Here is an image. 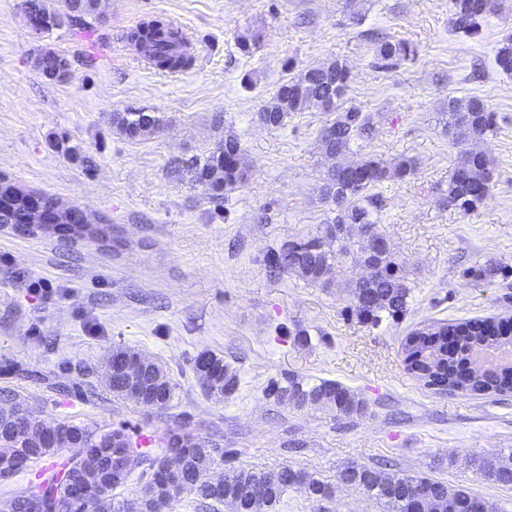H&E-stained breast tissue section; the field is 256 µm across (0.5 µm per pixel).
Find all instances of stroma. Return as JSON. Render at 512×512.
I'll return each instance as SVG.
<instances>
[{
  "label": "stroma",
  "mask_w": 512,
  "mask_h": 512,
  "mask_svg": "<svg viewBox=\"0 0 512 512\" xmlns=\"http://www.w3.org/2000/svg\"><path fill=\"white\" fill-rule=\"evenodd\" d=\"M450 0H100L101 21L44 34L28 28L25 0H0V178L81 208L110 238L73 248L56 237H20L0 227V397L48 420L124 427L157 444L179 428L222 435L233 451L221 472L285 465L333 481L341 467H380L469 486L489 512H512V486L487 481L471 457L512 449V394L425 386L404 361L413 330L437 322L512 317V76L494 63L512 34V0H500L479 38L456 35ZM161 18L183 29L191 68L154 69L124 38ZM257 35L246 55L239 36ZM404 39L414 60L375 66L374 36ZM65 57V80L44 77L37 51ZM343 61L345 103L371 117V131L345 159L414 161L412 176L379 189L378 229L411 289L401 319L376 327L351 312L349 284L368 270L352 258L325 285L296 272L272 275L267 258L288 241L317 234L329 165L320 143L330 112L311 107L280 127L257 110L285 80ZM485 100L495 135L459 144L443 129L449 97ZM129 108L156 112L159 131L127 138L112 122ZM236 137L248 180L221 200L191 178L190 165L224 136ZM494 163L483 203L464 215L443 194L461 149ZM495 266L489 281L473 269ZM47 283L27 288L29 279ZM305 330L307 342L292 337ZM124 346L166 366L176 385L165 410L127 401H90L87 367ZM222 356L238 376L217 401L202 391L192 361ZM37 371L67 382L60 394L29 379ZM288 374L333 379L367 403L363 416L318 406L276 404L265 390ZM104 388V374L91 379ZM277 512H380L358 489L332 499L289 492Z\"/></svg>",
  "instance_id": "stroma-1"
}]
</instances>
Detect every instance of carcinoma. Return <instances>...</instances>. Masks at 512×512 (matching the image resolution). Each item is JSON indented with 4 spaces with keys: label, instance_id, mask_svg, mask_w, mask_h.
<instances>
[{
    "label": "carcinoma",
    "instance_id": "carcinoma-1",
    "mask_svg": "<svg viewBox=\"0 0 512 512\" xmlns=\"http://www.w3.org/2000/svg\"><path fill=\"white\" fill-rule=\"evenodd\" d=\"M99 0H66L64 16L46 12L40 0H26V6L46 25L38 32H49L67 21L71 26L88 28L96 16ZM452 27L464 37L480 36L486 15L475 9L474 0H451ZM147 60L160 70L180 71L192 66L187 38L181 28L159 19L137 25L127 34ZM415 56L406 40L377 39L375 59L382 67ZM495 63L505 74H512V36L504 39ZM350 83V71L338 59L301 72L281 83L260 105L257 119L264 126H281L296 112L315 106L336 118L324 126L331 138L324 144L326 156L335 160L322 188V200L334 216L320 227V236L305 241H289L269 256L273 271H294L310 283L325 281L332 266L353 256L355 261L375 270L372 277L349 284L353 308L366 324L378 325L385 318L398 319L409 307L410 288L399 275V265L390 249L376 254L369 243L384 239L377 229L379 196L370 190L388 179H403L413 172L408 160L389 168L369 157L347 167L339 158L352 141L370 131V116L358 107L340 105ZM442 121L454 140L484 139L496 132L493 112L479 97L448 99ZM113 123L131 139L147 137L159 130L161 119L154 112L129 109L116 112ZM448 180L445 200L448 208L463 214L473 212L491 189L493 162L482 152L465 154L457 161ZM248 171L240 142L227 135L191 169L193 181L209 195L218 197L243 184ZM339 243L332 254L322 248V239ZM476 349L512 352V329L501 327L493 318L441 323L409 336L405 349L408 371L425 384L478 394L512 393V362L479 372L470 364ZM112 398H130L126 384L136 380L146 395L156 400L154 408H167L176 385L164 366L124 347H116L106 363ZM193 371L203 392L221 401L238 385L236 373L224 358L208 350L197 354ZM267 396L293 408L320 405L338 417L354 418L366 411V403L336 380L305 382L290 374L273 380ZM165 450L152 456L131 446L124 429H92L72 422L47 421L21 404L0 407V451L9 454L13 474L36 466L45 457L66 451L69 456L45 469L30 488L57 505L58 512H123L125 502L116 500L132 473L140 470V491L136 500L140 512H167L184 491L195 494L203 506L229 504L234 512H272L290 490L301 491L317 501L330 500L334 486L290 466L264 471L235 468L224 477L212 476L224 464V449L215 440L189 432L171 431ZM180 460V485L167 481L169 458ZM483 475L503 486H512V450L477 460ZM337 482L362 490L381 512H487L485 502L470 488L451 486L441 479L402 473L380 475L358 464H348L337 472ZM0 512H33L26 490L14 493L0 504Z\"/></svg>",
    "mask_w": 512,
    "mask_h": 512
}]
</instances>
